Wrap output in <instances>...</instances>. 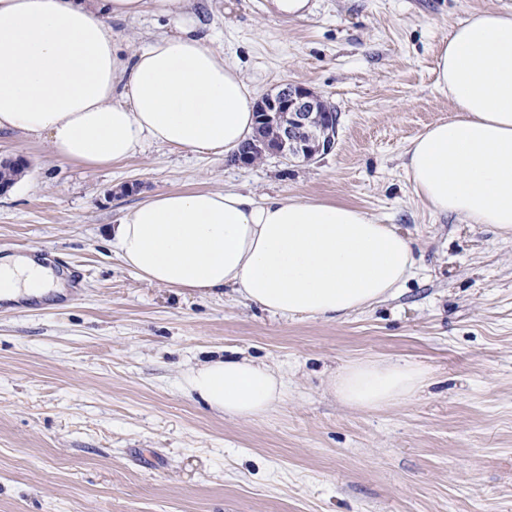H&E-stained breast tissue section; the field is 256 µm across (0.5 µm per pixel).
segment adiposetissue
Segmentation results:
<instances>
[{
    "label": "adipose tissue",
    "mask_w": 512,
    "mask_h": 512,
    "mask_svg": "<svg viewBox=\"0 0 512 512\" xmlns=\"http://www.w3.org/2000/svg\"><path fill=\"white\" fill-rule=\"evenodd\" d=\"M172 20L122 52L108 18L145 11ZM187 0H0V132L47 137L64 158L99 168L144 140L232 154L252 132L255 94L241 68L200 36ZM435 90L448 119L409 143L403 167L432 212L512 235V10L489 9L449 31ZM112 251L138 279L208 294L231 287L272 314L338 320L394 296L416 263L412 240L360 208L235 189L158 193L112 228ZM65 273L33 253L0 258V301H43ZM420 365L359 360L331 388L346 406L376 409L414 397ZM184 387L231 418L264 415L285 384L271 366L221 358Z\"/></svg>",
    "instance_id": "obj_1"
}]
</instances>
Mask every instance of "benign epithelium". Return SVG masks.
I'll return each mask as SVG.
<instances>
[{"instance_id": "1", "label": "benign epithelium", "mask_w": 512, "mask_h": 512, "mask_svg": "<svg viewBox=\"0 0 512 512\" xmlns=\"http://www.w3.org/2000/svg\"><path fill=\"white\" fill-rule=\"evenodd\" d=\"M257 125L269 124L273 139L255 133L236 162L253 165L274 156L286 163H313L336 147L339 113L310 88L286 82L256 106Z\"/></svg>"}]
</instances>
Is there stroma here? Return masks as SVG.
I'll return each instance as SVG.
<instances>
[{
	"instance_id": "1",
	"label": "stroma",
	"mask_w": 512,
	"mask_h": 512,
	"mask_svg": "<svg viewBox=\"0 0 512 512\" xmlns=\"http://www.w3.org/2000/svg\"><path fill=\"white\" fill-rule=\"evenodd\" d=\"M512 0H189L256 96L282 81L340 112L315 164L145 142L90 169L46 140L0 133L24 176L0 194V255L78 269L65 304L0 303V512H512V238L429 212L402 167L408 141L447 119L435 61L451 28ZM120 46L175 33L146 12L111 23ZM235 188L343 202L414 243L393 297L335 321L275 316L232 289L201 296L139 280L113 224L146 196ZM284 378L267 415L236 419L183 386L211 358ZM428 369L407 402L355 411L328 388L353 360Z\"/></svg>"
}]
</instances>
